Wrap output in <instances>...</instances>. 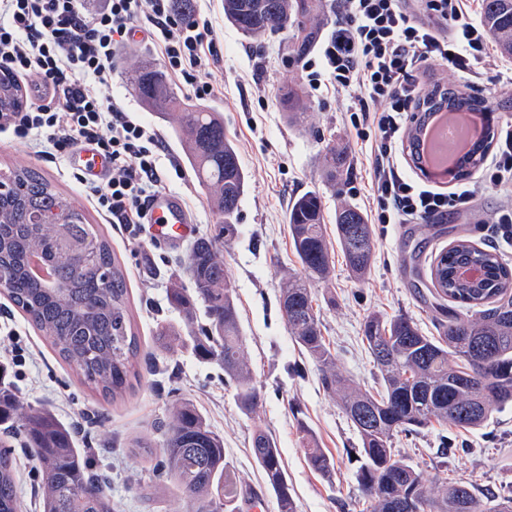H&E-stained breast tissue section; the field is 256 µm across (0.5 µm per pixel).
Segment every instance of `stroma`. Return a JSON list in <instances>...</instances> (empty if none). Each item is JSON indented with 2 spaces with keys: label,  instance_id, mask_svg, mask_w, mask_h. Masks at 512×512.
<instances>
[{
  "label": "stroma",
  "instance_id": "35a3bbf8",
  "mask_svg": "<svg viewBox=\"0 0 512 512\" xmlns=\"http://www.w3.org/2000/svg\"><path fill=\"white\" fill-rule=\"evenodd\" d=\"M188 17L211 21L223 56L214 72L213 96L195 100L190 85L171 79L186 103L220 113L236 144L247 187L236 232L223 247L224 270L236 290L245 352L259 393L257 406L243 410L232 383L216 365L200 362L181 340L158 347L155 336L164 326H179L183 315L167 299L172 282L189 285L186 259L190 240L154 244L155 225H144L131 239L89 202L73 177L65 157L33 158L23 143L0 138V168L36 169L66 193L100 225L122 267L135 318L140 349L139 378L118 401L104 400L84 384L54 351L49 339L0 293V323L17 328L21 343L33 353L22 377L10 378L11 389L24 404L51 409L67 423H80L78 448L95 473L111 479L115 512H195L196 503L156 469L162 443L160 426L171 407L191 401L209 427L224 440L227 479L237 488L235 512H278L276 499L258 466L252 443L264 431L280 448L296 512H366L367 501L356 479L358 434L322 387L315 364L288 332L279 307L283 281L300 272L288 235V207L305 192L322 197L328 237L336 235V209L348 203L367 209L368 142L350 124V92L331 88L305 94L310 118L306 125L289 123L278 96L287 87L302 88L301 67L293 56L290 33L278 31L245 38L224 19L222 0H192ZM160 65L150 41L127 43L118 52L107 94L160 135V170L164 187L177 194L194 222L195 236L210 233L219 218L186 163L172 122L144 106L132 88V62ZM345 147L353 163L342 181L326 182L322 175L327 143ZM501 201L494 190L478 196L469 210L438 217L424 224H377L373 227L375 257L364 281L351 278L343 256H336L328 282L314 286L323 334L336 352L339 370L365 388L373 387L377 371L361 341V325L371 312L411 317L425 335L437 333L439 323L453 320L463 309L435 298L430 266L437 255L458 239L478 247L491 246L487 213ZM306 424L320 448L335 462L331 477L312 470L298 426ZM17 462L24 512H40L39 469L18 436L1 433ZM403 456L425 478L471 481L481 489L512 488V407L494 412L483 427L465 431L433 424L397 443Z\"/></svg>",
  "mask_w": 512,
  "mask_h": 512
}]
</instances>
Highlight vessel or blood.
<instances>
[{
  "label": "vessel or blood",
  "mask_w": 512,
  "mask_h": 512,
  "mask_svg": "<svg viewBox=\"0 0 512 512\" xmlns=\"http://www.w3.org/2000/svg\"><path fill=\"white\" fill-rule=\"evenodd\" d=\"M457 117V111L445 106L426 116L419 132L421 157L419 169L427 176L439 177L457 169L475 147L478 137L483 136L487 122L480 118L471 124L472 137L457 146L447 163H438L434 156L436 133ZM71 159L73 170L83 176L101 180L109 172L108 164L91 146L77 147L72 152ZM147 221L157 226L156 236L161 240L178 241L190 233L191 219L182 200L177 195L165 191L152 199L148 208Z\"/></svg>",
  "instance_id": "obj_1"
}]
</instances>
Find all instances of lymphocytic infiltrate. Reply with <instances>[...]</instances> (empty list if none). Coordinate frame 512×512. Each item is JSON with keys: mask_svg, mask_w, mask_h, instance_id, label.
Masks as SVG:
<instances>
[{"mask_svg": "<svg viewBox=\"0 0 512 512\" xmlns=\"http://www.w3.org/2000/svg\"><path fill=\"white\" fill-rule=\"evenodd\" d=\"M337 20L316 56L303 59L310 91L324 81L355 92L351 123L372 142V213L379 224H416L465 209L485 189L505 205L489 219L492 239L512 249V122L498 126L495 150L472 181L445 193L409 177L399 153L422 103L418 76L438 64L473 75L490 42L466 0H336ZM141 27L168 73L196 98L213 95L210 72L222 56L209 20L185 19L177 0H0V71L34 76L22 111L0 112V133L37 154L62 156L95 145L112 164L103 182L82 187L111 223L138 235L163 183L162 141L104 89L112 63Z\"/></svg>", "mask_w": 512, "mask_h": 512, "instance_id": "f902f5d3", "label": "lymphocytic infiltrate"}]
</instances>
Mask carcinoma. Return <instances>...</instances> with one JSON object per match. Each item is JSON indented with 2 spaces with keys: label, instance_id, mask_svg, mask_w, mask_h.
Listing matches in <instances>:
<instances>
[{
  "label": "carcinoma",
  "instance_id": "obj_1",
  "mask_svg": "<svg viewBox=\"0 0 512 512\" xmlns=\"http://www.w3.org/2000/svg\"><path fill=\"white\" fill-rule=\"evenodd\" d=\"M318 0H224V19L242 35L256 37L291 27L294 52L302 57L318 34ZM482 22L502 53L512 56V0H483ZM134 83L144 104L177 122L183 149L199 185L224 215L214 233L198 238L187 256L191 288H169L170 304L183 313L192 352L202 361L224 369L235 385L241 407L253 409L259 400L244 351L235 289L224 274V239L233 235L246 176L237 149L218 112L184 105L167 85L163 72L136 67ZM4 110L17 111L23 94L16 85L0 84ZM280 103L288 121L304 123L309 112L294 87L284 89ZM448 105L484 112L512 110V98L489 99L448 93ZM493 138L478 143L472 157L458 167L465 177L490 150ZM349 155L336 145L326 146L325 177L349 166ZM9 191L0 197V269L11 275L7 296L48 336L58 355L85 383L105 396L117 398L137 376V336L133 331L125 277L109 241L85 213L75 207L39 172L25 167L3 172ZM26 211L42 216L34 227L22 221ZM291 246L303 274L282 284L279 304L288 332L317 366L321 383L337 398L360 439L358 486L368 512H512V490L479 496L463 482H427L421 471L395 453L394 439L434 423L470 430L482 427L493 412L512 404V269L499 256L459 240L441 252L431 266L438 296L467 308L469 314L442 326L439 335L426 336L409 316L386 317L372 312L361 327V340L376 364L382 390L373 392L344 377L336 354L321 329L315 282L332 272L333 247L324 230L321 196L308 191L288 209ZM62 238L89 242L92 256L56 254L48 257L57 288H47L28 271L30 257L45 255L46 243ZM336 242L352 277L370 273L375 241L371 225L357 207L336 209ZM477 264L484 276L464 282L457 271ZM203 311L206 323L193 330ZM16 423L36 456L41 476L42 512H112V497L95 483L89 465L75 448L73 430L51 410L21 403L0 387V424ZM308 446L309 466L328 475L333 459L315 445L299 423ZM253 454L273 491L278 512H296L280 449L266 434L253 438ZM158 470L198 503L197 512H213L224 494V440L212 431L188 402L173 406L164 426ZM0 512H21L14 457L0 447Z\"/></svg>",
  "mask_w": 512,
  "mask_h": 512
}]
</instances>
